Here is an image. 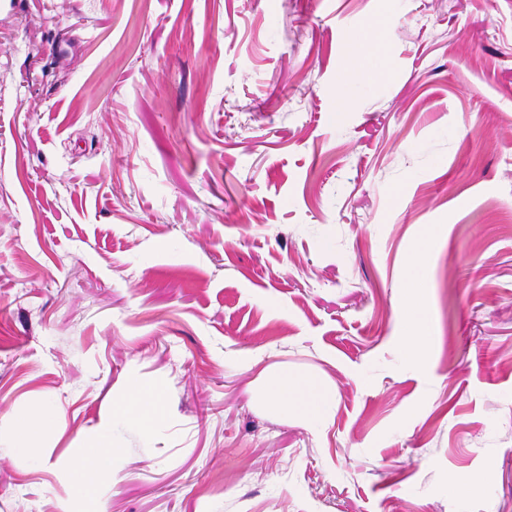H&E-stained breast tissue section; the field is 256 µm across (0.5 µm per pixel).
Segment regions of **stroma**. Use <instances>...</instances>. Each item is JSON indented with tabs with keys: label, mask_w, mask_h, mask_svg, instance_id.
I'll return each instance as SVG.
<instances>
[{
	"label": "stroma",
	"mask_w": 512,
	"mask_h": 512,
	"mask_svg": "<svg viewBox=\"0 0 512 512\" xmlns=\"http://www.w3.org/2000/svg\"><path fill=\"white\" fill-rule=\"evenodd\" d=\"M0 512H512V0H0ZM271 385L273 404L306 423L317 422L328 411L330 396L313 377L283 372L273 378ZM163 415L159 395L150 388L136 384L128 396L113 408V425L134 422L138 424L145 435H151ZM115 449L106 433H97L88 438L85 448H82L75 475L81 488L90 489L111 476Z\"/></svg>",
	"instance_id": "1"
}]
</instances>
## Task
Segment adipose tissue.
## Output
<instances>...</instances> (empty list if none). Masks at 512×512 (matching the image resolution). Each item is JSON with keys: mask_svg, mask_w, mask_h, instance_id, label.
Here are the masks:
<instances>
[{"mask_svg": "<svg viewBox=\"0 0 512 512\" xmlns=\"http://www.w3.org/2000/svg\"><path fill=\"white\" fill-rule=\"evenodd\" d=\"M271 396L276 407L291 412L307 423L320 420L330 404V396L318 380L310 376H291L284 372L273 378ZM162 419L158 394L139 384L130 389L128 396L117 405L113 413L114 423H136L147 435L153 434ZM114 453L106 434L90 436L79 457L75 475L77 484L89 489L111 476Z\"/></svg>", "mask_w": 512, "mask_h": 512, "instance_id": "adipose-tissue-1", "label": "adipose tissue"}]
</instances>
